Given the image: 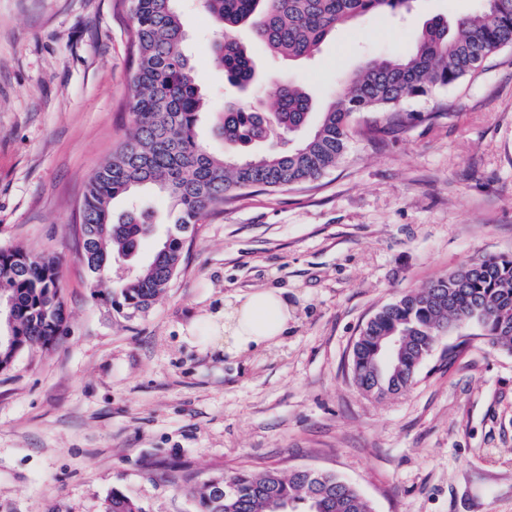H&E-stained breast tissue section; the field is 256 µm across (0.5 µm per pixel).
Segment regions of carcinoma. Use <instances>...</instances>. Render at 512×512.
<instances>
[{
	"mask_svg": "<svg viewBox=\"0 0 512 512\" xmlns=\"http://www.w3.org/2000/svg\"><path fill=\"white\" fill-rule=\"evenodd\" d=\"M481 6L449 25L444 15L423 24L408 51L368 57L339 83L333 100L311 124L312 97L281 82L272 96L275 111L229 106L212 131L224 140L220 157L198 139L203 98L185 51L186 33L175 0H129L133 61L129 111L133 131L96 171L78 206L79 258L93 287L110 285L111 303L127 316L147 312L169 288L184 259L190 235L217 207L258 188L277 191L314 182L343 158L355 112H381L402 124L409 97H424L476 75L482 62L512 45V0H480ZM214 25L224 31L213 55L231 83L257 86L254 60L235 36L251 28L275 56H315L343 23L378 12H400L410 0H202ZM152 187L173 200L166 233L143 265L141 242L156 234L150 211L131 207L119 217L113 200ZM54 259L20 246H0V296L13 301L11 323L24 340L0 343V366L26 349L48 347L67 334V316ZM475 326L492 346L512 350V254L468 262L377 310L363 326L351 355L358 389L370 396L407 390L440 335ZM384 336H401L395 357ZM199 512H372L352 483L318 469L286 475L239 470L202 482ZM105 512H142L120 490Z\"/></svg>",
	"mask_w": 512,
	"mask_h": 512,
	"instance_id": "obj_1",
	"label": "carcinoma"
}]
</instances>
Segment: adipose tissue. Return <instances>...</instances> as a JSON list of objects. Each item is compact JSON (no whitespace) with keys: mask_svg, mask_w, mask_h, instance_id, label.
Masks as SVG:
<instances>
[{"mask_svg":"<svg viewBox=\"0 0 512 512\" xmlns=\"http://www.w3.org/2000/svg\"><path fill=\"white\" fill-rule=\"evenodd\" d=\"M287 329L288 306L274 289L236 298L224 309V341L233 354L270 346Z\"/></svg>","mask_w":512,"mask_h":512,"instance_id":"1","label":"adipose tissue"}]
</instances>
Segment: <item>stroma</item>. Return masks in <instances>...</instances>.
Instances as JSON below:
<instances>
[{
	"label": "stroma",
	"mask_w": 512,
	"mask_h": 512,
	"mask_svg": "<svg viewBox=\"0 0 512 512\" xmlns=\"http://www.w3.org/2000/svg\"><path fill=\"white\" fill-rule=\"evenodd\" d=\"M476 6L363 17L309 61L251 50L267 83H298L320 108L365 54L408 50L429 17ZM179 9L205 98L197 134L219 154L215 116L249 97L214 65L200 0ZM130 24L128 0H0V244L56 260L69 328L0 371V512H105L115 489L144 512H196L210 477L299 467L341 476L373 512H512V351L470 327L405 392L375 399L350 374L376 310L512 254V46L407 98L404 128L372 139L378 113H354L322 179L211 213L170 288L129 319L94 292L75 236L88 183L132 128ZM260 288L287 298V333L225 352V300Z\"/></svg>",
	"instance_id": "1"
}]
</instances>
